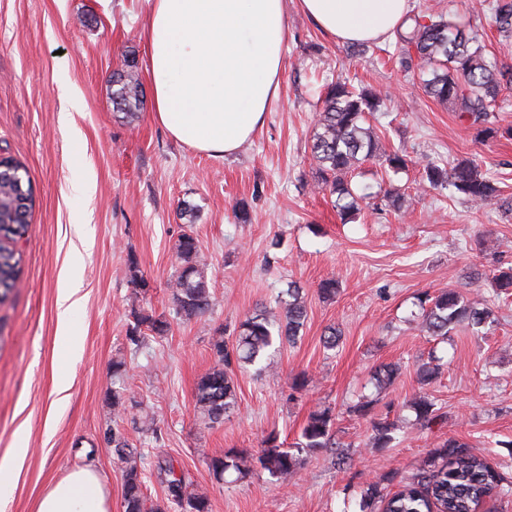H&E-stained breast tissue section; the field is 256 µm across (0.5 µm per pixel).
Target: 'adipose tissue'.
<instances>
[{
	"label": "adipose tissue",
	"mask_w": 512,
	"mask_h": 512,
	"mask_svg": "<svg viewBox=\"0 0 512 512\" xmlns=\"http://www.w3.org/2000/svg\"><path fill=\"white\" fill-rule=\"evenodd\" d=\"M154 120L175 140L222 158L262 127L280 87L285 0H144ZM335 40L393 37L410 0H298ZM36 512H110L98 474L49 486Z\"/></svg>",
	"instance_id": "obj_1"
}]
</instances>
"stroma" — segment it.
<instances>
[{"mask_svg": "<svg viewBox=\"0 0 512 512\" xmlns=\"http://www.w3.org/2000/svg\"><path fill=\"white\" fill-rule=\"evenodd\" d=\"M286 6L278 97L252 139L220 159L172 139L151 106L132 122L112 106V74L125 60H136L141 82L149 80L142 0H0V155L25 166L34 191L31 224L16 245L19 279L0 301V462L27 451L0 489V512H35L49 485L85 466L100 476L112 512H124L122 472L100 438L109 425L141 449L153 502L166 498L155 472L166 457L207 496L210 512H348L366 481L383 478L398 490L455 439L502 478L481 512H512V297L492 280L512 267V213L421 182L428 163L473 159L512 195V91L491 118L497 137L481 141L400 70L395 39L352 60L347 44L320 30L296 0ZM341 74L384 100L369 121L386 150L411 161L396 175L364 162L357 181L366 197L347 224L318 187L311 153L320 90ZM81 184L90 194L78 192ZM389 189L407 208L385 205ZM185 203L194 217L181 215ZM241 209L247 221L238 219ZM185 233L199 241L213 301L189 321L175 315L169 288ZM82 240L73 354L58 337L56 299L68 253ZM132 256L149 282L142 297L129 284ZM328 278L339 282L331 300L318 293ZM291 281L302 286L307 310L296 343L279 347L267 372L234 368L237 408L206 427L194 394L214 363L213 337L234 342L239 323ZM448 289L487 300L492 325H457L444 342L423 333L420 299ZM135 306L170 325L137 349L126 339ZM331 325L340 341L328 350L322 335ZM434 357L439 373L421 386L417 370ZM119 358L137 402L121 416L112 411ZM383 364L398 372L381 387L373 373ZM301 372L309 383L293 390ZM62 380L70 389L60 403L54 389ZM423 394L437 409L426 426L411 408ZM362 402L367 411L355 412ZM319 407L335 414L336 444L351 467L322 450L305 455L285 484L258 467L221 483L208 470V457L231 448L256 453L272 432L296 442ZM148 419L160 439L142 431ZM384 422L396 423L394 440L372 447L374 426Z\"/></svg>", "mask_w": 512, "mask_h": 512, "instance_id": "35a3bbf8", "label": "stroma"}]
</instances>
